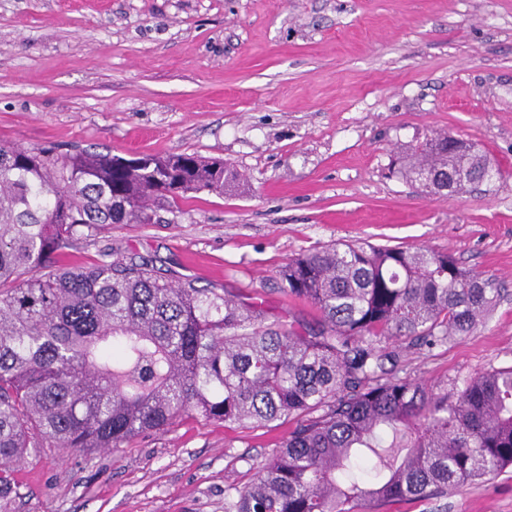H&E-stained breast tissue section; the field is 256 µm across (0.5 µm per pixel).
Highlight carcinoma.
Masks as SVG:
<instances>
[{
  "label": "carcinoma",
  "instance_id": "cac0c4a2",
  "mask_svg": "<svg viewBox=\"0 0 512 512\" xmlns=\"http://www.w3.org/2000/svg\"><path fill=\"white\" fill-rule=\"evenodd\" d=\"M393 171L436 193L501 175L437 133ZM237 173L194 153L126 159L0 143V495L30 451L121 448L183 417L292 423L224 512H374L445 497L512 466V365L431 386L386 368V341L433 347L473 330L500 293L450 255L370 243L301 253L281 267L315 328L264 306L173 284L147 260L78 270L56 255L112 224L224 192ZM375 470L366 483L363 474Z\"/></svg>",
  "mask_w": 512,
  "mask_h": 512
}]
</instances>
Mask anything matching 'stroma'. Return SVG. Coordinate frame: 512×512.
Masks as SVG:
<instances>
[{
	"instance_id": "1",
	"label": "stroma",
	"mask_w": 512,
	"mask_h": 512,
	"mask_svg": "<svg viewBox=\"0 0 512 512\" xmlns=\"http://www.w3.org/2000/svg\"><path fill=\"white\" fill-rule=\"evenodd\" d=\"M435 132L477 144L500 179L445 198L390 173ZM0 142L195 153L240 175L153 223L101 229L56 267L140 256L311 324L314 308L281 290L292 256L426 248L501 298L448 343L395 342L399 375L460 382L512 363V0H0ZM288 429L186 417L113 450L32 452L0 512H224L225 489ZM381 512H512V466Z\"/></svg>"
}]
</instances>
